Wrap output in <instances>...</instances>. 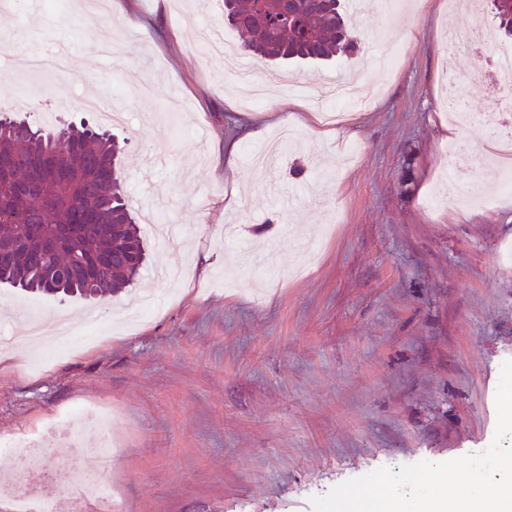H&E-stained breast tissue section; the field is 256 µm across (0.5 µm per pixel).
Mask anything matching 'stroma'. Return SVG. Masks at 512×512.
<instances>
[{"mask_svg":"<svg viewBox=\"0 0 512 512\" xmlns=\"http://www.w3.org/2000/svg\"><path fill=\"white\" fill-rule=\"evenodd\" d=\"M464 6L346 14L362 47H401L381 71L352 54L288 66L316 86L351 77L376 93L334 125L268 85L254 105L202 33L237 32L219 0H0V91L45 129L98 121L74 107L96 98L127 114L112 125L138 215L179 228L147 237L149 259L119 295L87 302L0 286V324L95 310L103 331L64 353L22 346L0 360V436L23 437L80 404L112 413V493L122 512H313L311 497L386 466L478 455L497 423L501 365L512 359V193L472 199L487 180L490 114L512 99L483 79L457 99L471 115L440 125L447 71L475 72L445 33ZM413 24L412 38L401 30ZM63 49L62 74L35 77L28 56ZM100 70L104 80L84 83ZM299 137L273 165L251 163L284 117ZM262 129L242 137L245 124ZM238 143L234 169L212 163ZM462 142L472 160L445 175ZM469 219L455 221L453 208ZM76 449H55L40 492L71 512L63 484Z\"/></svg>","mask_w":512,"mask_h":512,"instance_id":"stroma-1","label":"stroma"}]
</instances>
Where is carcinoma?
<instances>
[{
  "label": "carcinoma",
  "mask_w": 512,
  "mask_h": 512,
  "mask_svg": "<svg viewBox=\"0 0 512 512\" xmlns=\"http://www.w3.org/2000/svg\"><path fill=\"white\" fill-rule=\"evenodd\" d=\"M512 37V0H492ZM224 19L262 61H328L359 50L336 0H226ZM12 177L0 181V283L101 299L130 286L146 254L118 177L120 147L83 127L54 141L0 128Z\"/></svg>",
  "instance_id": "obj_1"
}]
</instances>
